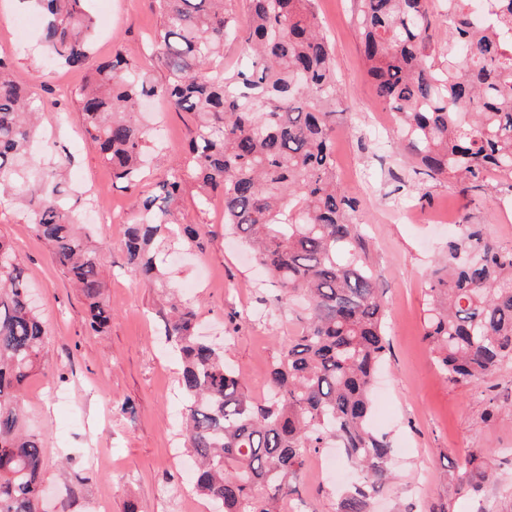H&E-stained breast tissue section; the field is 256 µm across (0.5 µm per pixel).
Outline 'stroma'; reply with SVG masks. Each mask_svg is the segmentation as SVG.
Returning <instances> with one entry per match:
<instances>
[{
  "label": "stroma",
  "mask_w": 512,
  "mask_h": 512,
  "mask_svg": "<svg viewBox=\"0 0 512 512\" xmlns=\"http://www.w3.org/2000/svg\"><path fill=\"white\" fill-rule=\"evenodd\" d=\"M354 0H316L323 30L335 46L342 101L334 132L341 184L359 202L367 259L383 291L387 363L373 393L372 425L393 444L390 478L371 512H512V369L477 385H455L436 365L423 339L425 278L446 248L451 226L479 224L488 238L512 245V221L501 218L508 181L490 173L491 195L471 191L457 178L421 198L417 178L397 144L393 127L373 129L375 89L351 20ZM95 20L94 58L121 51L152 79L164 81L154 41L160 16L153 0H88ZM41 21L17 0H0V57L14 81L51 106L39 115L34 154L41 163L71 157L64 169L70 205L87 212L99 200L112 208L113 224H91L103 246L101 299L112 314L104 333L86 325L87 303L57 265L50 247L9 197L0 198V238L11 242L32 286L48 336L47 365L31 373L21 394L28 428L41 436L47 512H172L176 496L191 494L180 466L186 453L181 426V364L163 336L165 287L126 269V225L138 197L159 193L170 168L184 160L192 136L188 114L152 103L148 123L160 131L163 149L144 173L138 193L113 182L112 171L91 146L74 91L89 69L52 64L39 40ZM221 199L201 203L186 183L174 213L192 225L198 243L171 238L155 245L168 285L199 313L202 335L223 340L224 323L241 318L226 355L252 397L268 392L267 372L281 346L300 328L287 304L273 305L275 283L232 237L224 233ZM495 452V476L476 486L458 475L470 453ZM358 481L355 465L338 448L312 454L296 478L306 512H338Z\"/></svg>",
  "instance_id": "stroma-1"
}]
</instances>
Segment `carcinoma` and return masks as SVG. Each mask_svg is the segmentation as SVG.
<instances>
[{"instance_id":"obj_1","label":"carcinoma","mask_w":512,"mask_h":512,"mask_svg":"<svg viewBox=\"0 0 512 512\" xmlns=\"http://www.w3.org/2000/svg\"><path fill=\"white\" fill-rule=\"evenodd\" d=\"M42 18L52 63L89 64L93 19L85 0H20ZM156 42L165 80L156 82L117 52L92 68L76 93L91 144L112 165V180L134 192L153 142L145 104L162 99L189 112L194 131L187 169L202 200H224V228L250 246L280 288L295 292L301 329L268 372V397L245 391L224 347L196 333L189 302L163 317L178 351L182 419L195 460L194 489L212 512H280L302 500L295 484L309 456L334 442L359 464L361 480L340 512H368L387 480L390 441L371 431V391L389 347L382 293L366 262L360 204L338 182L331 133L340 86L336 50L315 0H248L241 22L224 0H154ZM368 74L378 104L391 113L400 146L421 171L422 196L461 177L486 192V175L512 176V0H495L485 27L468 0H448V63L433 44L431 0H356ZM235 30L246 66L224 74V37ZM45 107L9 77L0 58V190L10 189L88 300V326L102 332L111 313L100 296L103 249L87 244L63 199L58 167L32 163V117ZM183 173L170 172L128 225L129 269L163 273L149 256L172 234ZM30 285L13 248L0 239V512H39L42 442L25 430L18 393L44 360L46 329L29 302ZM423 339L453 384L475 385L512 367V247L464 224L427 274ZM489 456L473 484L493 472Z\"/></svg>"}]
</instances>
